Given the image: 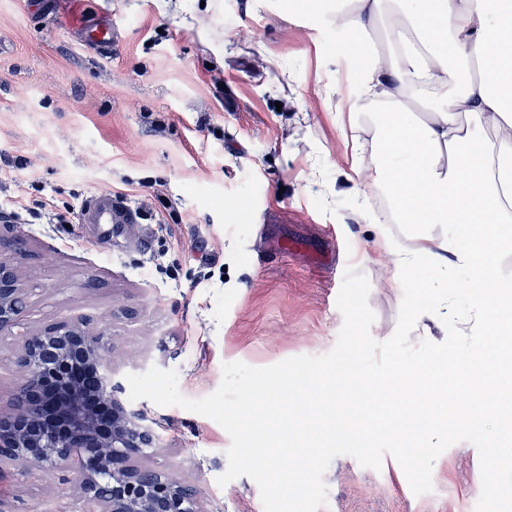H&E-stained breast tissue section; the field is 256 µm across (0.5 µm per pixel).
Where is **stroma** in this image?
Masks as SVG:
<instances>
[{"label":"stroma","mask_w":512,"mask_h":512,"mask_svg":"<svg viewBox=\"0 0 512 512\" xmlns=\"http://www.w3.org/2000/svg\"><path fill=\"white\" fill-rule=\"evenodd\" d=\"M280 0H0V205L20 202L0 237L14 255L30 327L72 317L106 325L117 382L150 366L198 400L223 363L268 367L330 352L346 269L368 279L371 336L395 332L402 292L358 223L361 187L332 162L344 145L317 96L345 47L282 19ZM117 30L101 52L86 25ZM26 159L23 169L6 159ZM109 190L150 220L105 235L48 217ZM38 206L31 216L29 206ZM158 448L143 466L173 473L201 512H264L258 485L226 486L230 437L216 421L150 400ZM68 471L0 466V512H83ZM320 512H475L480 460L445 450L417 496L396 459L332 460Z\"/></svg>","instance_id":"1"}]
</instances>
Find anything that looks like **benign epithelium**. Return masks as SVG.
I'll return each instance as SVG.
<instances>
[{
    "label": "benign epithelium",
    "instance_id": "7a95c632",
    "mask_svg": "<svg viewBox=\"0 0 512 512\" xmlns=\"http://www.w3.org/2000/svg\"><path fill=\"white\" fill-rule=\"evenodd\" d=\"M12 245L0 238V335L17 346L15 407L0 414V464L71 469L92 512H199L187 488L137 460L154 434L130 412L112 369V338L83 319L24 322Z\"/></svg>",
    "mask_w": 512,
    "mask_h": 512
}]
</instances>
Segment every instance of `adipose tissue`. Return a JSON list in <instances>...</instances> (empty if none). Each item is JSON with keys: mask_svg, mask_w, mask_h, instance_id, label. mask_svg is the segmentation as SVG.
<instances>
[{"mask_svg": "<svg viewBox=\"0 0 512 512\" xmlns=\"http://www.w3.org/2000/svg\"><path fill=\"white\" fill-rule=\"evenodd\" d=\"M310 18L350 41L357 59L352 96L331 84L318 95L335 107L343 134L336 168L388 202L381 215L365 200L357 209L380 230L388 287L411 280L428 293L429 263L467 270L478 289L470 315L454 322L471 339L466 350L399 363L377 389L383 427L408 438L415 385L435 396L441 417L463 407L489 413L512 382V285L496 267L512 250V238L500 232L512 222V0H318ZM477 128L491 139H473ZM388 222L463 225L469 241L422 233L401 247L383 234Z\"/></svg>", "mask_w": 512, "mask_h": 512, "instance_id": "ef3b65f1", "label": "adipose tissue"}]
</instances>
